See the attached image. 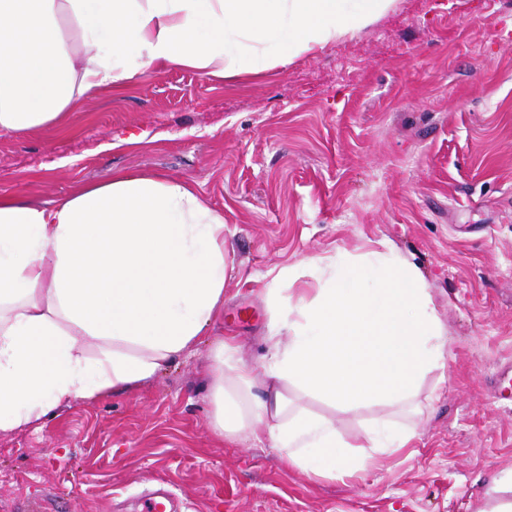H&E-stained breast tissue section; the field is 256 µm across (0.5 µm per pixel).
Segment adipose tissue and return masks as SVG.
Segmentation results:
<instances>
[{"label":"adipose tissue","instance_id":"ef3b65f1","mask_svg":"<svg viewBox=\"0 0 512 512\" xmlns=\"http://www.w3.org/2000/svg\"><path fill=\"white\" fill-rule=\"evenodd\" d=\"M394 0H0V132L65 125L71 110L143 71L221 76L230 35L251 70L336 41ZM71 34H64V27ZM224 217L187 181L115 172L41 202L0 195V431L79 399L126 392L195 346L224 306ZM264 373L218 341L213 426L233 441L263 426L287 463L350 478L364 458L296 389L351 411L401 403L445 358L414 263L372 253L277 312ZM97 357H90L89 342Z\"/></svg>","mask_w":512,"mask_h":512}]
</instances>
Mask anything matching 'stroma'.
<instances>
[{"label": "stroma", "instance_id": "obj_1", "mask_svg": "<svg viewBox=\"0 0 512 512\" xmlns=\"http://www.w3.org/2000/svg\"><path fill=\"white\" fill-rule=\"evenodd\" d=\"M512 0H396L347 37L224 78L171 67L105 89L63 127L0 133V193L41 201L113 170L194 184L223 214L224 311L129 392L0 433V512H142L158 482L185 512H486L512 469ZM394 251L423 274L446 344L410 411L345 412V440L414 428L353 480L316 477L212 427L213 344L259 367L279 300L334 262ZM317 259L309 267V259ZM282 291L271 297L272 275Z\"/></svg>", "mask_w": 512, "mask_h": 512}]
</instances>
